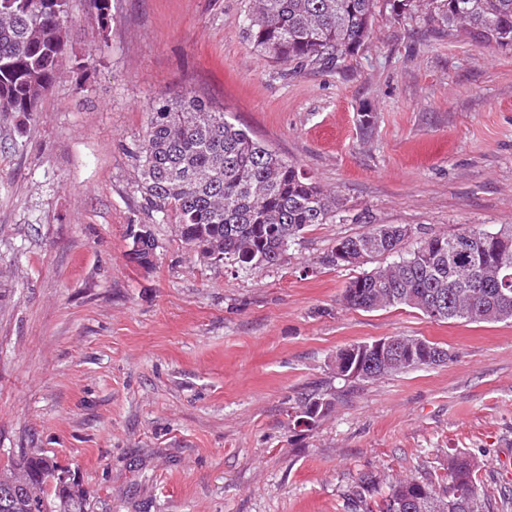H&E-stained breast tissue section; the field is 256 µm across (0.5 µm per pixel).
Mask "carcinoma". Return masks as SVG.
<instances>
[{
  "label": "carcinoma",
  "instance_id": "1",
  "mask_svg": "<svg viewBox=\"0 0 512 512\" xmlns=\"http://www.w3.org/2000/svg\"><path fill=\"white\" fill-rule=\"evenodd\" d=\"M425 7L430 19L472 42L512 50V0H254L244 27L252 45L275 63L341 65L370 39L376 13L397 16ZM70 0H0V112L28 122L60 77L68 45ZM145 210L178 228L180 240L216 261L242 269L280 264L287 245L314 224H330L336 196L296 164L280 157L224 113L189 93L152 104L134 152ZM410 232L375 225L336 243L329 262L348 266L340 252L372 246L367 257L400 251ZM141 247L132 261L152 263L155 240L143 226L132 234ZM512 242L494 245L493 233L467 227L456 234L429 233L417 248L386 266L352 278L346 307L372 312L405 306L436 321L471 323L512 319ZM400 356L380 362L356 353L355 374L371 381L424 365H441L448 350L413 336L398 337ZM328 395L304 397L294 422L314 427L331 411ZM473 460L448 455L440 482L399 481L382 493L375 476L360 477L354 508L379 495L378 512H483ZM0 512H87L80 484L54 459L30 456L0 465Z\"/></svg>",
  "mask_w": 512,
  "mask_h": 512
}]
</instances>
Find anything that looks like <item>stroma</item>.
Returning a JSON list of instances; mask_svg holds the SVG:
<instances>
[{
    "label": "stroma",
    "instance_id": "35a3bbf8",
    "mask_svg": "<svg viewBox=\"0 0 512 512\" xmlns=\"http://www.w3.org/2000/svg\"><path fill=\"white\" fill-rule=\"evenodd\" d=\"M253 0H74L61 78L17 129L0 113V460L41 451L89 512H351L357 479H441L472 458L484 512H512V320L364 312L363 267L327 257L381 224L512 226V51L376 15L346 68L274 63L243 33ZM224 109L340 201L277 266L240 269L140 205L133 152L152 103ZM370 128H362L363 117ZM151 230V265L130 233ZM387 336L451 358L370 382L341 349ZM331 394L313 430L288 411Z\"/></svg>",
    "mask_w": 512,
    "mask_h": 512
}]
</instances>
